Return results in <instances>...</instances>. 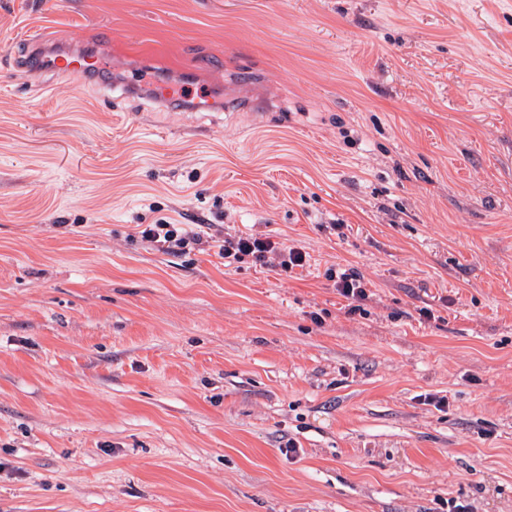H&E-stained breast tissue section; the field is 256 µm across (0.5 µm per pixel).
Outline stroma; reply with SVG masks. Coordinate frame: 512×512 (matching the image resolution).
I'll return each instance as SVG.
<instances>
[{
    "mask_svg": "<svg viewBox=\"0 0 512 512\" xmlns=\"http://www.w3.org/2000/svg\"><path fill=\"white\" fill-rule=\"evenodd\" d=\"M455 501L512 512V0H0V512ZM145 226L144 228H142ZM182 226L187 224H170L160 220L158 224L136 225V233L145 242L157 244L168 251L184 249L189 243L198 246L218 248V256L224 263L230 265L243 257H251L252 262L260 267L288 269L303 268L308 262L307 252L298 246H287L275 242L270 236L258 233H241L235 236L223 237L209 235L207 232H196ZM215 243V244H211ZM337 292L349 301L348 313L365 314V302L369 299L364 279L353 267L341 270L336 276Z\"/></svg>",
    "mask_w": 512,
    "mask_h": 512,
    "instance_id": "1",
    "label": "stroma"
}]
</instances>
